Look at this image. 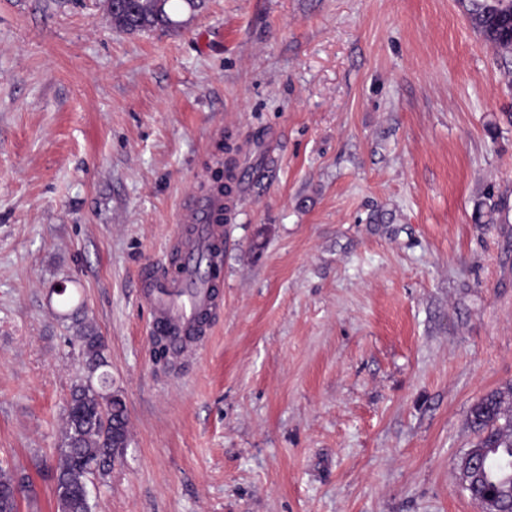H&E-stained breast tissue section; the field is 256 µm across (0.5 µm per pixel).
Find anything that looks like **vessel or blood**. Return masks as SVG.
<instances>
[{"label": "vessel or blood", "mask_w": 512, "mask_h": 512, "mask_svg": "<svg viewBox=\"0 0 512 512\" xmlns=\"http://www.w3.org/2000/svg\"><path fill=\"white\" fill-rule=\"evenodd\" d=\"M232 202L223 193L204 195L184 217L186 233L176 236L181 263L173 275L144 273L140 288L153 309L152 336L163 339L181 360L199 346L210 318L219 310L224 275V214Z\"/></svg>", "instance_id": "b4317fda"}]
</instances>
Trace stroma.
I'll return each mask as SVG.
<instances>
[{"label": "stroma", "instance_id": "1", "mask_svg": "<svg viewBox=\"0 0 512 512\" xmlns=\"http://www.w3.org/2000/svg\"><path fill=\"white\" fill-rule=\"evenodd\" d=\"M0 0V461L57 512L78 319L129 444L94 512H478L472 405L512 384V57L457 0ZM229 186L223 308L153 362L137 284ZM494 195L504 214L479 205ZM68 301L53 296L58 284ZM113 1V0H109ZM108 1V11L114 29L125 33H137L154 29L177 27L178 21L172 16L183 2L190 10L198 9L203 0H127L124 9H112Z\"/></svg>", "mask_w": 512, "mask_h": 512}]
</instances>
